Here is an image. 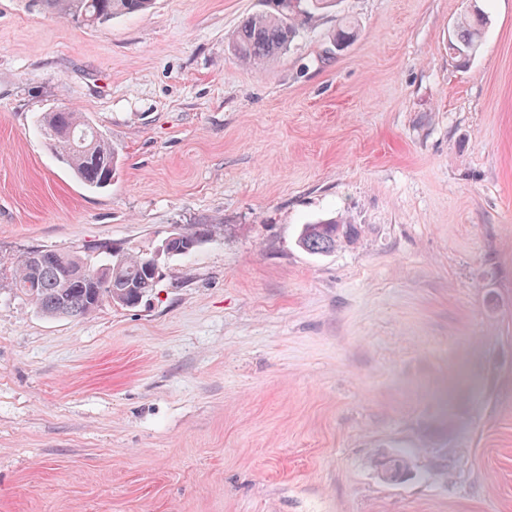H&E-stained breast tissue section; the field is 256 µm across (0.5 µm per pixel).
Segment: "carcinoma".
I'll return each instance as SVG.
<instances>
[{
	"instance_id": "carcinoma-1",
	"label": "carcinoma",
	"mask_w": 512,
	"mask_h": 512,
	"mask_svg": "<svg viewBox=\"0 0 512 512\" xmlns=\"http://www.w3.org/2000/svg\"><path fill=\"white\" fill-rule=\"evenodd\" d=\"M35 2L75 23L84 13L96 15L100 24L141 13L151 5V0ZM263 6L262 11L242 20L233 40L234 54L251 65H262L286 49L302 26L311 23L320 11L335 7L336 0H263ZM489 22V17L477 9L460 16L448 40V49L459 61L467 63L477 53ZM89 128V120L68 108L42 117L41 129L75 177L88 188L100 189L118 174L119 156L102 135L86 140L88 150L77 149V138ZM213 228L212 224H192L174 229L168 256L190 254L189 245H199L212 235ZM356 240L354 225L328 218L303 225L298 246L310 254L323 255ZM149 258V253L128 251L110 241L95 243L81 252L32 247L19 257L8 287L32 299L48 317L85 318L108 300L135 307L151 293L157 281L146 268Z\"/></svg>"
}]
</instances>
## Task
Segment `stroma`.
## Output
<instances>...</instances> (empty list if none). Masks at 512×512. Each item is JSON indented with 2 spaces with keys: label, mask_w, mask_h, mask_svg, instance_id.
I'll use <instances>...</instances> for the list:
<instances>
[{
  "label": "stroma",
  "mask_w": 512,
  "mask_h": 512,
  "mask_svg": "<svg viewBox=\"0 0 512 512\" xmlns=\"http://www.w3.org/2000/svg\"><path fill=\"white\" fill-rule=\"evenodd\" d=\"M260 8L0 0V512H512V0H337L256 67L232 40ZM59 108L118 151L107 188L43 137ZM337 215L354 245L298 246ZM184 224L217 231L136 307L5 285L29 248ZM38 6L50 9L54 14L72 22L82 24V19L91 22L97 15L99 20L96 25L112 21L113 18L137 14L147 10L151 0H35ZM79 17V18H78ZM489 22V17L478 9L460 16L456 29L448 40V49L456 54L459 61L467 63L477 53Z\"/></svg>",
  "instance_id": "obj_1"
}]
</instances>
